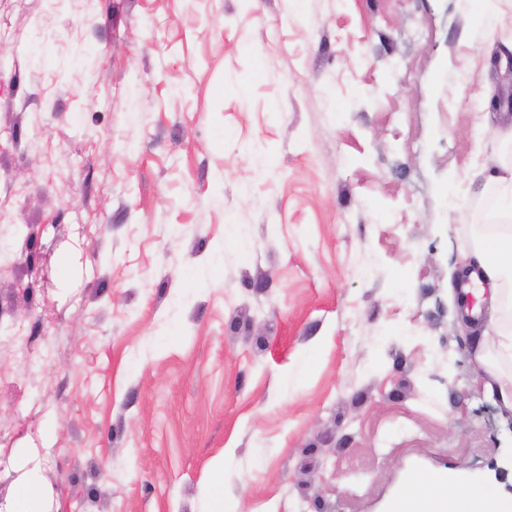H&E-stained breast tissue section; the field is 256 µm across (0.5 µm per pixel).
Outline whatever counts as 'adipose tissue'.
Masks as SVG:
<instances>
[{
  "label": "adipose tissue",
  "instance_id": "obj_1",
  "mask_svg": "<svg viewBox=\"0 0 512 512\" xmlns=\"http://www.w3.org/2000/svg\"><path fill=\"white\" fill-rule=\"evenodd\" d=\"M472 266L489 290L493 314L473 351L485 390L512 411V225L487 226L475 238ZM388 512H512V501L495 485L449 469L416 477L411 490L397 494Z\"/></svg>",
  "mask_w": 512,
  "mask_h": 512
}]
</instances>
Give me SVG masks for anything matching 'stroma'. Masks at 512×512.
<instances>
[{
	"instance_id": "stroma-1",
	"label": "stroma",
	"mask_w": 512,
	"mask_h": 512,
	"mask_svg": "<svg viewBox=\"0 0 512 512\" xmlns=\"http://www.w3.org/2000/svg\"><path fill=\"white\" fill-rule=\"evenodd\" d=\"M0 502L387 512L512 413L448 272L512 163L473 0H0ZM362 489L353 492V481ZM4 508L5 512H49L47 494L39 478L30 475L19 485L16 494Z\"/></svg>"
}]
</instances>
